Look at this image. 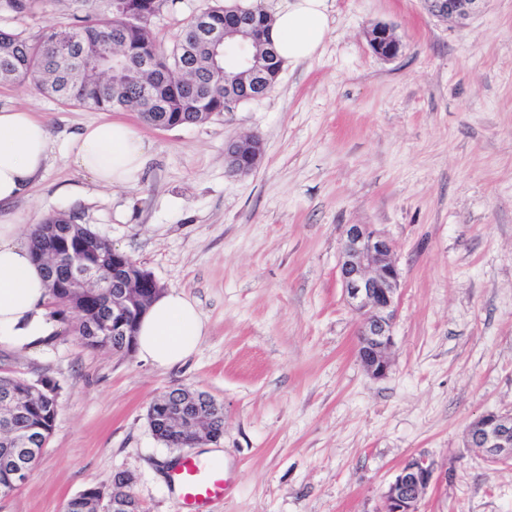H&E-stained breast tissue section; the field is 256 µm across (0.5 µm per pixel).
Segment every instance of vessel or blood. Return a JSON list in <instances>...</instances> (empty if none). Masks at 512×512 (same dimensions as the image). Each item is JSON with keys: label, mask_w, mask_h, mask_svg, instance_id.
<instances>
[{"label": "vessel or blood", "mask_w": 512, "mask_h": 512, "mask_svg": "<svg viewBox=\"0 0 512 512\" xmlns=\"http://www.w3.org/2000/svg\"><path fill=\"white\" fill-rule=\"evenodd\" d=\"M170 480L178 490L180 512H208L228 488L222 463L193 454L179 459Z\"/></svg>", "instance_id": "vessel-or-blood-1"}]
</instances>
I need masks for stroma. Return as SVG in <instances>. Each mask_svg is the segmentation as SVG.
Listing matches in <instances>:
<instances>
[{
  "mask_svg": "<svg viewBox=\"0 0 512 512\" xmlns=\"http://www.w3.org/2000/svg\"><path fill=\"white\" fill-rule=\"evenodd\" d=\"M215 0H179L152 21L170 47ZM314 58L288 62L261 99L196 125L157 129L134 110L66 106L28 84H0V109L36 112L54 151L13 206L27 242L52 214L110 240L163 291L193 299L208 332L183 363L90 348L73 314L44 348H0V376L59 387V411L26 483L0 512H63L66 502L133 475L143 512H179L174 457L153 436L151 401L175 387L224 405L218 440L229 482L210 512H380L409 456L441 482L419 512H512V464L466 444L470 422L512 408V0L464 22L424 0H327ZM68 0L0 14L34 36L67 22ZM400 39L384 59L367 33ZM120 119L149 147L144 171L105 188L60 153L84 126ZM264 146L231 175L227 143ZM347 224L392 243L401 274L392 366L375 379L357 358V315L338 278Z\"/></svg>",
  "mask_w": 512,
  "mask_h": 512,
  "instance_id": "35a3bbf8",
  "label": "stroma"
}]
</instances>
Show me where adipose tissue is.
Here are the masks:
<instances>
[{
    "label": "adipose tissue",
    "mask_w": 512,
    "mask_h": 512,
    "mask_svg": "<svg viewBox=\"0 0 512 512\" xmlns=\"http://www.w3.org/2000/svg\"><path fill=\"white\" fill-rule=\"evenodd\" d=\"M327 29L326 0H287L274 13L270 32L279 55L289 62L316 55ZM51 153L41 119L22 109H0V346L13 350H37L58 328L43 272L29 246L19 242L12 211L45 172ZM68 157L100 186H122L144 166L147 147L132 126L112 121L80 130ZM206 332L193 300L176 291L163 292L138 324L136 350L156 366L171 367L189 357Z\"/></svg>",
    "instance_id": "adipose-tissue-1"
}]
</instances>
